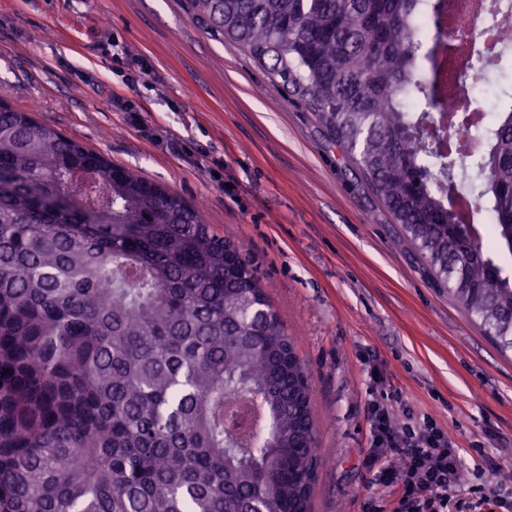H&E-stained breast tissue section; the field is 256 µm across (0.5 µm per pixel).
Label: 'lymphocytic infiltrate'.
I'll return each instance as SVG.
<instances>
[{"label":"lymphocytic infiltrate","instance_id":"1","mask_svg":"<svg viewBox=\"0 0 512 512\" xmlns=\"http://www.w3.org/2000/svg\"><path fill=\"white\" fill-rule=\"evenodd\" d=\"M373 448L367 459L378 480L402 492L418 512H448L460 490V458L448 436L431 422L400 426L381 407L371 410Z\"/></svg>","mask_w":512,"mask_h":512}]
</instances>
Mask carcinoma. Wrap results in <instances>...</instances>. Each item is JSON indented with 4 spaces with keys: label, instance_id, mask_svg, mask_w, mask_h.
Returning a JSON list of instances; mask_svg holds the SVG:
<instances>
[{
    "label": "carcinoma",
    "instance_id": "1",
    "mask_svg": "<svg viewBox=\"0 0 512 512\" xmlns=\"http://www.w3.org/2000/svg\"><path fill=\"white\" fill-rule=\"evenodd\" d=\"M315 113L434 280L512 350V81L478 124L422 35L448 0H188ZM512 0H491L496 34ZM466 76L497 73L501 41ZM0 92V512H310L311 378L243 247ZM488 213L455 207L458 186Z\"/></svg>",
    "mask_w": 512,
    "mask_h": 512
}]
</instances>
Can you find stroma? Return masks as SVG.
I'll return each instance as SVG.
<instances>
[{
  "instance_id": "obj_1",
  "label": "stroma",
  "mask_w": 512,
  "mask_h": 512,
  "mask_svg": "<svg viewBox=\"0 0 512 512\" xmlns=\"http://www.w3.org/2000/svg\"><path fill=\"white\" fill-rule=\"evenodd\" d=\"M12 107L133 167L244 247L297 342L317 416L311 512H392L369 405L430 418L459 480L512 512V356L464 314L279 78L186 0H0ZM497 472L478 474L482 457Z\"/></svg>"
}]
</instances>
